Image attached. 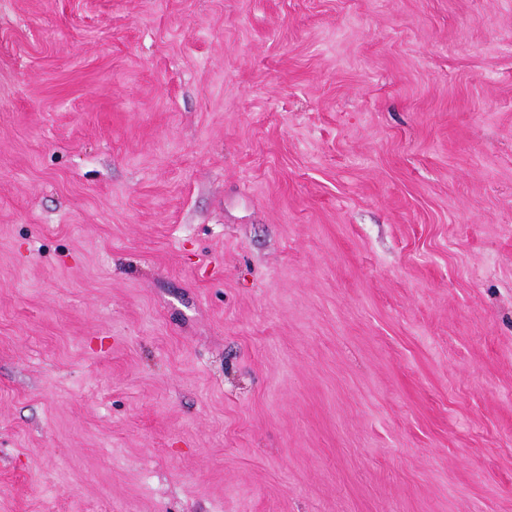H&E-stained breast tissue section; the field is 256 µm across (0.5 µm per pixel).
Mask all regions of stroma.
Wrapping results in <instances>:
<instances>
[{
	"label": "stroma",
	"mask_w": 512,
	"mask_h": 512,
	"mask_svg": "<svg viewBox=\"0 0 512 512\" xmlns=\"http://www.w3.org/2000/svg\"><path fill=\"white\" fill-rule=\"evenodd\" d=\"M0 512H512V0H0Z\"/></svg>",
	"instance_id": "35a3bbf8"
}]
</instances>
